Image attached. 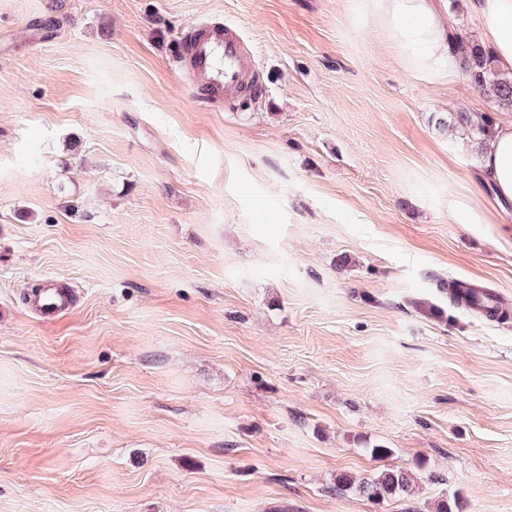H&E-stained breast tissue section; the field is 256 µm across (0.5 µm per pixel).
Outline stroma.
Segmentation results:
<instances>
[{"instance_id":"stroma-1","label":"stroma","mask_w":512,"mask_h":512,"mask_svg":"<svg viewBox=\"0 0 512 512\" xmlns=\"http://www.w3.org/2000/svg\"><path fill=\"white\" fill-rule=\"evenodd\" d=\"M209 19L261 96L192 98ZM460 111L505 117L348 0H0V512H512V319L438 289L512 312V223L448 221ZM386 466L410 497L334 488ZM70 306L68 292L58 287L52 278H47L46 285L35 302V307L41 312L59 315L65 313Z\"/></svg>"}]
</instances>
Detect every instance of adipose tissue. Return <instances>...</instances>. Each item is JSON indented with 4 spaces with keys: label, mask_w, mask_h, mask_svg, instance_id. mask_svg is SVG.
I'll return each instance as SVG.
<instances>
[{
    "label": "adipose tissue",
    "mask_w": 512,
    "mask_h": 512,
    "mask_svg": "<svg viewBox=\"0 0 512 512\" xmlns=\"http://www.w3.org/2000/svg\"><path fill=\"white\" fill-rule=\"evenodd\" d=\"M480 22L481 38L499 69L512 74V0H468ZM357 16L382 32L404 69L428 81L453 83L460 59L449 42L447 0H353ZM479 179L489 185L497 203L512 202V118L502 121L480 156ZM452 224L503 223L502 212L476 203L465 190L448 194Z\"/></svg>",
    "instance_id": "1"
}]
</instances>
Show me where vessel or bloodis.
I'll return each instance as SVG.
<instances>
[{"label": "vessel or blood", "instance_id": "vessel-or-blood-1", "mask_svg": "<svg viewBox=\"0 0 512 512\" xmlns=\"http://www.w3.org/2000/svg\"><path fill=\"white\" fill-rule=\"evenodd\" d=\"M179 60L193 77L191 90L209 103H231L244 93L259 92L262 87L249 62L245 40L232 25H197L182 40ZM35 306L39 311L59 315L70 308L71 300L68 292L50 279Z\"/></svg>", "mask_w": 512, "mask_h": 512}]
</instances>
